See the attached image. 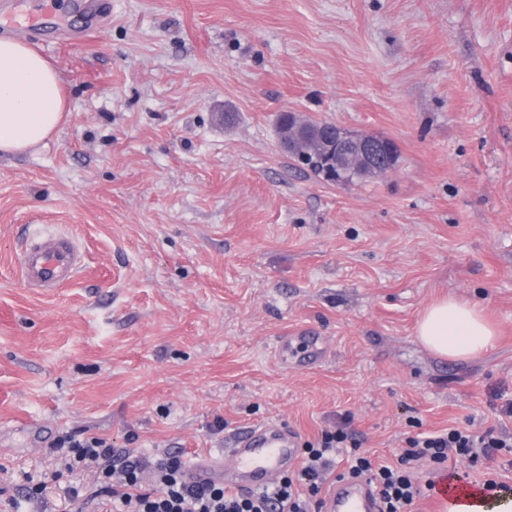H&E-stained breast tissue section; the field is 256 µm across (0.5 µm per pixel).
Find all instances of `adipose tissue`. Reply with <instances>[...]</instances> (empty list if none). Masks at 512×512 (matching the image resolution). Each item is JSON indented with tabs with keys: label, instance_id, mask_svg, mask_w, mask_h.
Here are the masks:
<instances>
[{
	"label": "adipose tissue",
	"instance_id": "obj_1",
	"mask_svg": "<svg viewBox=\"0 0 512 512\" xmlns=\"http://www.w3.org/2000/svg\"><path fill=\"white\" fill-rule=\"evenodd\" d=\"M67 113L59 72L25 42L0 39V153L45 142ZM416 334L427 349L451 359L475 357L495 345V330L478 305L453 298L428 307ZM448 512H512V495L462 489L449 493Z\"/></svg>",
	"mask_w": 512,
	"mask_h": 512
}]
</instances>
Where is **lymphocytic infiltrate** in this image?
Instances as JSON below:
<instances>
[{
  "mask_svg": "<svg viewBox=\"0 0 512 512\" xmlns=\"http://www.w3.org/2000/svg\"><path fill=\"white\" fill-rule=\"evenodd\" d=\"M346 440L343 431H323L303 448L296 474L251 493L226 489L219 481H195L180 456L150 459L129 448L119 452L99 436L71 433L56 446L65 452L67 474L88 468L95 471L91 487L73 483L65 487L80 512H99L105 500L111 502L112 512H321L323 485ZM494 450L512 454V438L489 430L477 434L451 428L408 439L393 464L353 455L344 476L369 482L379 495L380 512H412L421 496L412 472L414 464L429 460L443 468L450 455L475 461Z\"/></svg>",
  "mask_w": 512,
  "mask_h": 512,
  "instance_id": "f902f5d3",
  "label": "lymphocytic infiltrate"
}]
</instances>
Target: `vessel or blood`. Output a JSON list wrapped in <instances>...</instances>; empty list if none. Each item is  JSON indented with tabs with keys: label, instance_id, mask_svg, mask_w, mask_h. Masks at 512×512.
I'll return each mask as SVG.
<instances>
[{
	"label": "vessel or blood",
	"instance_id": "obj_1",
	"mask_svg": "<svg viewBox=\"0 0 512 512\" xmlns=\"http://www.w3.org/2000/svg\"><path fill=\"white\" fill-rule=\"evenodd\" d=\"M84 25L77 35L88 38L112 15V0H76ZM83 263L75 242L60 234H30L21 254L20 277L31 288L52 291L71 281ZM297 459V436L287 427L264 423L235 435L218 456L200 462L194 476L223 482L238 491L258 490ZM379 497L366 481L353 480L331 490L325 512H379Z\"/></svg>",
	"mask_w": 512,
	"mask_h": 512
}]
</instances>
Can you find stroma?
Listing matches in <instances>:
<instances>
[{"label":"stroma","mask_w":512,"mask_h":512,"mask_svg":"<svg viewBox=\"0 0 512 512\" xmlns=\"http://www.w3.org/2000/svg\"><path fill=\"white\" fill-rule=\"evenodd\" d=\"M42 54L70 114L0 155V512L39 482L75 512L52 445L83 430L188 463L267 422L302 444L345 423L386 460L453 427L512 436V0H112ZM286 110L399 162L318 180L280 146ZM34 224L85 256L52 293L19 276ZM446 296L480 304L493 349L418 340ZM300 328L322 364L279 362ZM76 8L83 18V27L74 33L75 38L87 39L99 31L102 20L112 17L111 0H77Z\"/></svg>","instance_id":"stroma-1"}]
</instances>
